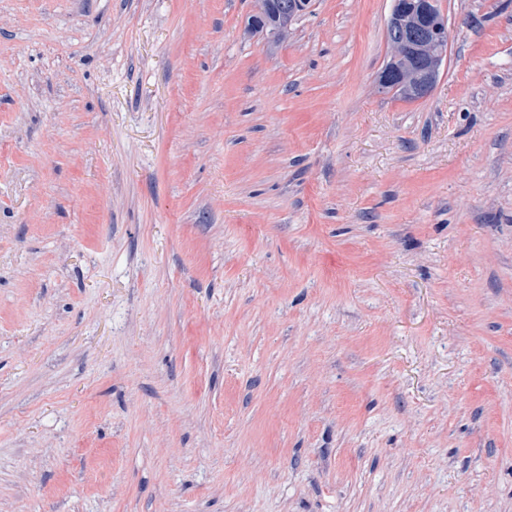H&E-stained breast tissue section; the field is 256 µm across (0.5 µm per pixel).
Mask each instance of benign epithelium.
<instances>
[{"mask_svg": "<svg viewBox=\"0 0 512 512\" xmlns=\"http://www.w3.org/2000/svg\"><path fill=\"white\" fill-rule=\"evenodd\" d=\"M439 0H394L386 27L392 59L405 61L397 69L385 65L378 75L383 89L423 98L433 88L443 58L447 54L450 31L441 13ZM301 9L285 8L282 0H257L251 22L255 29L274 41L288 35V27L308 10L309 0H298Z\"/></svg>", "mask_w": 512, "mask_h": 512, "instance_id": "obj_1", "label": "benign epithelium"}]
</instances>
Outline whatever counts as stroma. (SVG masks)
Returning a JSON list of instances; mask_svg holds the SVG:
<instances>
[{"mask_svg":"<svg viewBox=\"0 0 512 512\" xmlns=\"http://www.w3.org/2000/svg\"><path fill=\"white\" fill-rule=\"evenodd\" d=\"M0 0V512H512V0ZM290 0H284V2ZM302 7L300 10L285 8L282 0H257L251 22L256 30L274 41H281L288 35V27L292 21L309 8L308 0H296ZM439 0H394L386 27L392 59L405 61L397 69L385 65L378 75L382 89L406 93L420 99L433 88L443 58L447 54L450 31L441 13ZM400 34L401 37L396 35ZM398 65L401 62L398 60Z\"/></svg>","mask_w":512,"mask_h":512,"instance_id":"1","label":"stroma"}]
</instances>
